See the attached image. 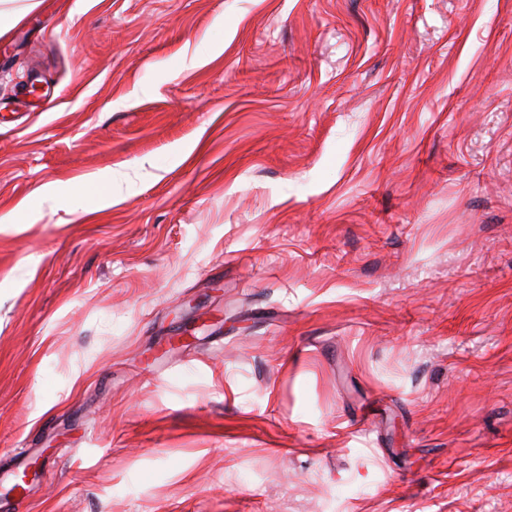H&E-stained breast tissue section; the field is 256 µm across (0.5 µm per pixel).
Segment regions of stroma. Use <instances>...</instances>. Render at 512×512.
Masks as SVG:
<instances>
[{
  "label": "stroma",
  "mask_w": 512,
  "mask_h": 512,
  "mask_svg": "<svg viewBox=\"0 0 512 512\" xmlns=\"http://www.w3.org/2000/svg\"><path fill=\"white\" fill-rule=\"evenodd\" d=\"M0 512H512V0L1 36Z\"/></svg>",
  "instance_id": "stroma-1"
}]
</instances>
